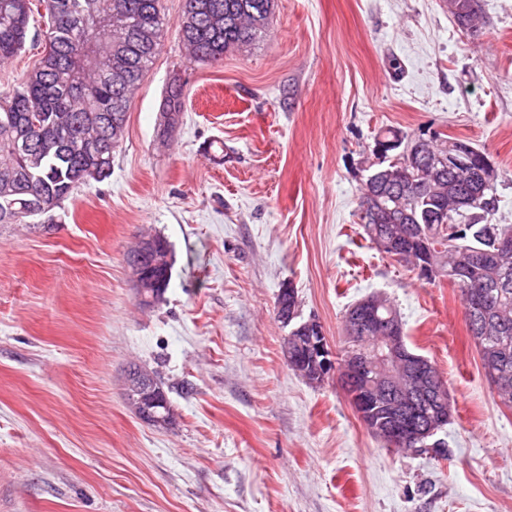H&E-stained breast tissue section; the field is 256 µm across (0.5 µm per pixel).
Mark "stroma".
Wrapping results in <instances>:
<instances>
[{
    "instance_id": "35a3bbf8",
    "label": "stroma",
    "mask_w": 512,
    "mask_h": 512,
    "mask_svg": "<svg viewBox=\"0 0 512 512\" xmlns=\"http://www.w3.org/2000/svg\"><path fill=\"white\" fill-rule=\"evenodd\" d=\"M168 29L128 111L111 177L76 188L52 223L0 224V512H512V410L498 404L460 291L380 253L359 223L379 132L483 149L512 224V0H480L476 30L444 0H275L270 33L218 63ZM47 19L0 65H37ZM185 81L172 136L165 90ZM174 255L140 307L125 256L140 232ZM298 295L329 348L347 309L387 296L406 342L448 383L432 446L389 449L335 378L282 356L275 302ZM169 388L161 429L125 396L130 363Z\"/></svg>"
}]
</instances>
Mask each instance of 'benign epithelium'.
Instances as JSON below:
<instances>
[{
    "label": "benign epithelium",
    "mask_w": 512,
    "mask_h": 512,
    "mask_svg": "<svg viewBox=\"0 0 512 512\" xmlns=\"http://www.w3.org/2000/svg\"><path fill=\"white\" fill-rule=\"evenodd\" d=\"M459 165L452 153L435 154L426 160L425 168L435 172ZM166 248L161 237L139 239L129 270L143 302V289L157 288L162 292L167 286L169 270L153 262ZM377 308L370 299L362 301L357 312L349 316L346 330L351 338L372 339V350L350 352L339 362L337 354L327 346L320 323L311 321L284 337L283 358L289 367H307L320 379L336 377L366 428L390 447L422 448L453 413L448 384L428 358L407 351L400 321L380 319ZM314 331L318 335H312ZM127 385L141 395V419L161 423L149 417V408L165 404L156 379L148 374H131Z\"/></svg>",
    "instance_id": "benign-epithelium-1"
}]
</instances>
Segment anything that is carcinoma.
I'll list each match as a JSON object with an SVG mask.
<instances>
[{
    "instance_id": "1",
    "label": "carcinoma",
    "mask_w": 512,
    "mask_h": 512,
    "mask_svg": "<svg viewBox=\"0 0 512 512\" xmlns=\"http://www.w3.org/2000/svg\"><path fill=\"white\" fill-rule=\"evenodd\" d=\"M48 16L44 52L37 67L0 91V224L27 219L62 206L73 191L112 174V159L126 135L129 104L151 69L168 26L161 0H41ZM33 0H0V63L25 46ZM479 0H456L455 23L473 27ZM274 0H184L179 34L191 59L213 63L228 51H246L271 29ZM184 83H169L163 111L181 115ZM403 145L387 166L370 176L360 210L370 221L363 232L396 237L397 260L411 271L430 265L436 278L451 281L464 311L479 287L488 300L483 319L470 318V335L487 377L501 373L500 405L512 408V249L499 240L511 224H490L498 210L495 181L480 172L487 155L457 138L408 140L387 129L376 146ZM471 158L475 171L455 168L439 178L413 183L408 174L425 164L424 152Z\"/></svg>"
}]
</instances>
